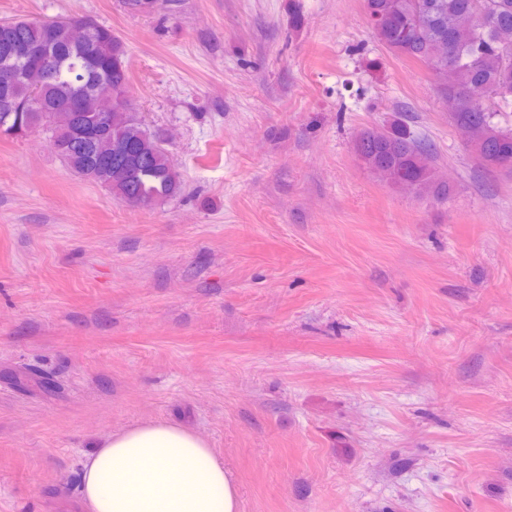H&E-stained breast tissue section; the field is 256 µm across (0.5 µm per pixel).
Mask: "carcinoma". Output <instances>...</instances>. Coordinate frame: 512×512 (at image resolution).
Instances as JSON below:
<instances>
[{
	"label": "carcinoma",
	"instance_id": "cac0c4a2",
	"mask_svg": "<svg viewBox=\"0 0 512 512\" xmlns=\"http://www.w3.org/2000/svg\"><path fill=\"white\" fill-rule=\"evenodd\" d=\"M363 9L382 46L426 65L440 98L455 100L451 123L464 130L481 128V165L512 170V128L494 122L496 113L512 112V0H363ZM95 53L106 61L90 83L84 56ZM38 54L46 55L49 63L41 85L16 80L0 86V98L7 97L26 113L30 128L45 131L47 141L74 140L66 165L122 201L139 198L148 207L177 194L180 174L168 151L126 114V107H113L107 133L114 140L137 139L138 153L112 157V168L93 177L91 148L78 141V131L89 121L83 116L73 124L66 118L65 103L75 88L90 83V98L95 99L111 96L128 83L126 49L112 29L94 21L86 41L76 44L62 20L17 19L0 26V70H25ZM471 89L482 91L484 101H471L466 96ZM355 152L376 174H398L420 194H448L449 186L435 178L424 141L403 127L363 131Z\"/></svg>",
	"mask_w": 512,
	"mask_h": 512
}]
</instances>
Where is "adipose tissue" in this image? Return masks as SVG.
<instances>
[{
  "label": "adipose tissue",
  "instance_id": "1",
  "mask_svg": "<svg viewBox=\"0 0 512 512\" xmlns=\"http://www.w3.org/2000/svg\"><path fill=\"white\" fill-rule=\"evenodd\" d=\"M88 512H237V488L197 434L152 422L107 435L82 467Z\"/></svg>",
  "mask_w": 512,
  "mask_h": 512
}]
</instances>
